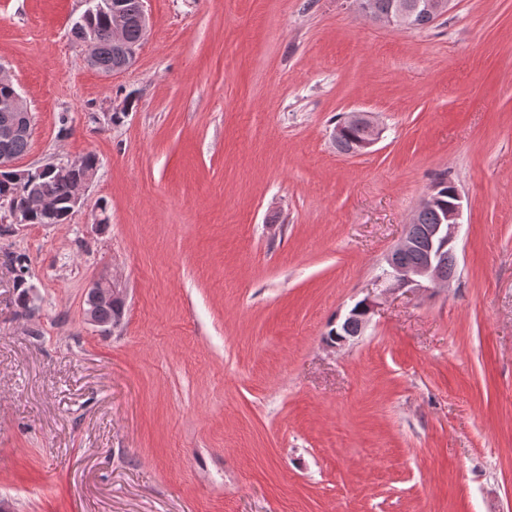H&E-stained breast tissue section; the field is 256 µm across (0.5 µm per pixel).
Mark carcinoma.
I'll use <instances>...</instances> for the list:
<instances>
[{"instance_id": "carcinoma-1", "label": "carcinoma", "mask_w": 512, "mask_h": 512, "mask_svg": "<svg viewBox=\"0 0 512 512\" xmlns=\"http://www.w3.org/2000/svg\"><path fill=\"white\" fill-rule=\"evenodd\" d=\"M124 9L129 16L127 37L132 42L141 40L140 28L137 22V12L140 0H122ZM91 28L96 33L98 48V70L106 72L120 65L121 60L112 48L111 21L107 13L99 11L87 19L81 26L73 25L75 37L82 39L85 29ZM364 137V132L357 129L336 141V148L342 153L356 149ZM77 173H60L44 171L31 182L18 185L6 173H0V204L13 203L24 208L29 213L28 222L31 224H65L71 218L70 199L74 191ZM436 182L442 185L441 203L420 214V225L415 228V244L405 252L400 261L408 266H418L429 258V247L424 227L429 224H439L445 218L448 205L454 202L456 186L447 177L441 176ZM49 199L55 208L51 211L42 209L41 203Z\"/></svg>"}]
</instances>
